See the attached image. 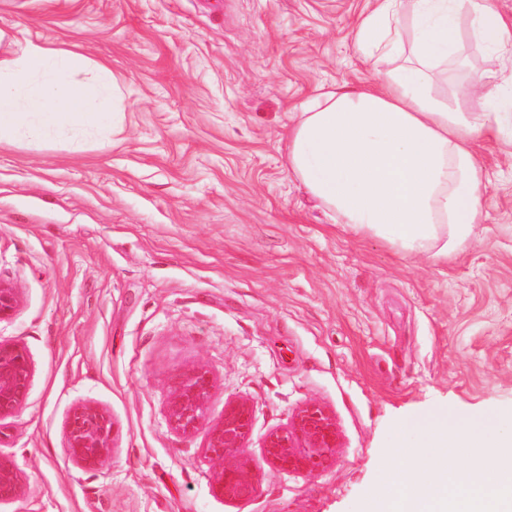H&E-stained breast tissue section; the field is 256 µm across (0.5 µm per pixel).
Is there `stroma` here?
<instances>
[{
	"label": "stroma",
	"instance_id": "stroma-1",
	"mask_svg": "<svg viewBox=\"0 0 512 512\" xmlns=\"http://www.w3.org/2000/svg\"><path fill=\"white\" fill-rule=\"evenodd\" d=\"M368 0H0L10 39L74 50L116 80L111 142L0 147V282L19 303L0 340L25 345L28 398L0 421L24 492L0 512H370L396 457L438 405L512 413V112L477 143V239L449 258L406 255L333 223L289 170L292 113L318 87L373 72L355 44ZM458 58L512 99V55L459 19ZM205 368V422L253 405L245 501L215 496L204 429L168 406ZM334 417L321 471L280 472L262 444L306 403ZM108 413L114 448L73 461L65 421Z\"/></svg>",
	"mask_w": 512,
	"mask_h": 512
}]
</instances>
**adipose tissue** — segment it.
I'll return each mask as SVG.
<instances>
[{
  "instance_id": "obj_1",
  "label": "adipose tissue",
  "mask_w": 512,
  "mask_h": 512,
  "mask_svg": "<svg viewBox=\"0 0 512 512\" xmlns=\"http://www.w3.org/2000/svg\"><path fill=\"white\" fill-rule=\"evenodd\" d=\"M410 16L411 46L397 19ZM495 52L512 51V22L492 0H375L356 44L365 60L398 58L356 91L320 90L288 130L287 161L334 223L439 261L469 245L482 208L477 138L499 131L497 92L484 75L467 88L482 111L441 101L432 72L456 53L458 21ZM112 137V71L83 54L32 40L0 59V146Z\"/></svg>"
}]
</instances>
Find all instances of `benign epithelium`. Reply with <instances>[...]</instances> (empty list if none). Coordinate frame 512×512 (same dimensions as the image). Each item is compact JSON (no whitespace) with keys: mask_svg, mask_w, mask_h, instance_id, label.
<instances>
[{"mask_svg":"<svg viewBox=\"0 0 512 512\" xmlns=\"http://www.w3.org/2000/svg\"><path fill=\"white\" fill-rule=\"evenodd\" d=\"M18 303L14 288L0 282V321L10 318ZM32 362L28 350L18 343L0 341V420L18 412L25 403ZM207 370L190 373L169 403L172 428L191 432L202 423L210 394ZM253 420V405L247 399L224 403V416L205 430V453L219 463L213 492L226 500L240 501L253 496L257 477L242 453ZM69 456L87 471H96L109 458L114 441L111 417L91 404L74 407L66 420ZM339 447L332 415L322 406L305 405L288 426L270 432L263 443L266 461L284 472H314L326 466ZM23 493V480L15 463L0 456V504L12 502Z\"/></svg>","mask_w":512,"mask_h":512,"instance_id":"7a95c632","label":"benign epithelium"}]
</instances>
